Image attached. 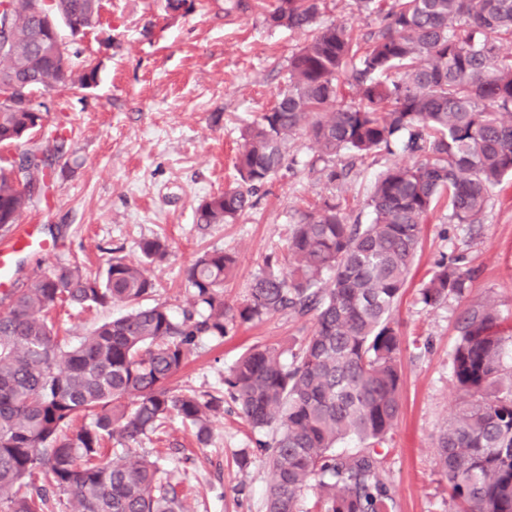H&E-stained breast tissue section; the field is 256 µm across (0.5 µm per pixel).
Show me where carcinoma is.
<instances>
[{"instance_id": "cac0c4a2", "label": "carcinoma", "mask_w": 512, "mask_h": 512, "mask_svg": "<svg viewBox=\"0 0 512 512\" xmlns=\"http://www.w3.org/2000/svg\"><path fill=\"white\" fill-rule=\"evenodd\" d=\"M382 16L364 36L346 24H318L324 0H278L274 26L317 32L290 59L274 105L241 132L236 168L242 185L204 199L201 226L226 224L277 174L288 143L305 135L318 156L366 157L399 150L375 180L368 224L350 223L341 198L301 214L288 236L285 270L257 276L240 307L224 303V281L238 259L205 251L184 271L191 307L179 316L145 304L155 292L146 265L168 243L143 239L138 263L114 259L100 275L63 265L9 294L0 313V506L52 512L62 492L77 512H188L184 476L135 451L165 441L172 420L210 438L221 400L177 393L171 378L203 338L221 341L228 319L250 323L288 311L315 319L312 336L282 359L254 346L224 376L246 422L266 435L256 447L272 473L265 512H301L315 488L319 512H392L378 448L402 406V341L393 318L417 252L421 226L440 202L456 224H479L492 186L512 176V0H356ZM10 29L0 35V81L13 77L44 95L89 89L98 67H77L43 47L46 19L69 28L100 24L99 0H8ZM42 112L0 104V143L29 135ZM33 180L0 165V231L33 200ZM469 271L443 262L420 288L427 306L471 292ZM125 303L129 311L68 344L50 317L58 306ZM496 304L466 305L457 318L450 368L460 391L437 439L438 467L456 512H512V345ZM364 447L343 455L336 444ZM122 447L105 459L107 444Z\"/></svg>"}]
</instances>
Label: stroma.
I'll use <instances>...</instances> for the list:
<instances>
[{
	"mask_svg": "<svg viewBox=\"0 0 512 512\" xmlns=\"http://www.w3.org/2000/svg\"><path fill=\"white\" fill-rule=\"evenodd\" d=\"M102 24L74 40L62 31L66 52L97 65L98 83L80 94H54L46 127L20 142L0 145V161L18 164L46 146L50 126L66 136V164L56 165L48 186L22 216L55 242L49 254L23 253L15 278L28 284L57 266L104 268L119 257L139 259L140 240L170 242L166 260L149 265L153 301L181 315L192 300L183 270L203 250L235 253L238 266L224 284V300L238 307L269 258L282 255L291 224L321 199L345 197L351 220H371L368 200L377 176L395 163L385 153L336 158L344 184L322 177V161L304 136L288 145L282 169L252 197L253 206L229 224L201 227V200L236 186L240 131L269 109L286 85L292 55L311 32L273 26L276 0H192L177 17L164 0H103ZM321 22L344 21L361 33L379 30L381 19L355 0H325ZM461 258L474 274L466 301L448 298L425 306L423 281L443 258ZM494 302L512 327V180L492 190L481 224H454L444 206L423 226L416 258L394 318L402 336V409L385 448L384 478L393 512H453L437 466V438L453 414L456 382L449 362L456 319L464 302ZM124 305L90 311L64 309L56 318L69 342L96 324L122 315ZM312 317L284 312L253 323L228 324L223 343L200 342L171 386L175 391L220 394L239 356L256 344L281 350L311 336ZM258 437L232 403L212 418L207 445L173 421L170 448L143 440L139 452L164 453L186 475L190 512H264L271 474L255 451Z\"/></svg>",
	"mask_w": 512,
	"mask_h": 512,
	"instance_id": "stroma-1",
	"label": "stroma"
}]
</instances>
